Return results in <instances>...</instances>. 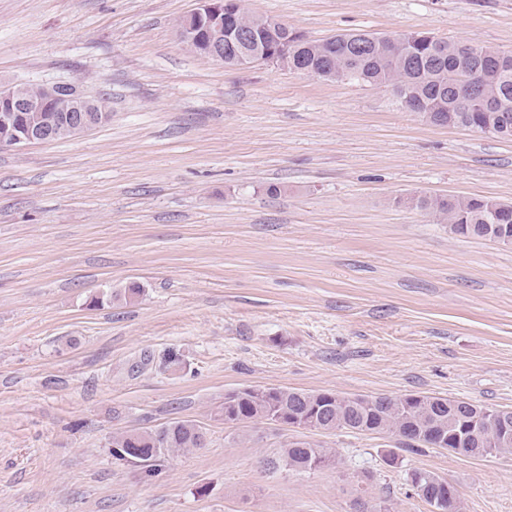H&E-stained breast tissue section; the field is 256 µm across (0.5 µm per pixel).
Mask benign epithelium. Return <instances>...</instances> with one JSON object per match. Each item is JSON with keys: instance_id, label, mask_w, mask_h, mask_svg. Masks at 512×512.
<instances>
[{"instance_id": "obj_1", "label": "benign epithelium", "mask_w": 512, "mask_h": 512, "mask_svg": "<svg viewBox=\"0 0 512 512\" xmlns=\"http://www.w3.org/2000/svg\"><path fill=\"white\" fill-rule=\"evenodd\" d=\"M226 4L227 0H198V6L181 18L180 43L224 61L225 30L237 26L236 17L226 13ZM109 116L73 84L66 90L43 84L34 96L27 84L0 81V126L9 132V139L0 143L3 147L22 148L85 134Z\"/></svg>"}]
</instances>
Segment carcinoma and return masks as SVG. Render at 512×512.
<instances>
[{
	"label": "carcinoma",
	"mask_w": 512,
	"mask_h": 512,
	"mask_svg": "<svg viewBox=\"0 0 512 512\" xmlns=\"http://www.w3.org/2000/svg\"><path fill=\"white\" fill-rule=\"evenodd\" d=\"M239 29L244 38L224 42V65L236 68L251 54L265 49L274 54L288 38V60L293 71L325 80H350L392 89L401 106L422 115L447 113V125L485 131L512 139V52L490 46L471 48L454 40L422 36L411 42L399 35L378 36L364 30L338 33L325 40H309L279 25L270 29L250 13L243 0H235ZM479 84L481 102L465 93ZM417 208L439 215L451 231L466 237L493 240L487 224L493 214L512 216V203L489 198L452 196L448 199L412 197ZM493 406L421 394L349 397L335 392H304L280 387H248L224 395V423L232 426L292 425L308 421L317 433L349 430L388 434L405 452L440 446L461 448L467 455L512 454V439L502 436ZM481 416L476 435L469 424ZM205 434L190 421H174L143 432L112 436V456L140 467H153L172 451L201 448ZM281 462L294 470H317L332 460L328 449L312 441L295 439L284 448ZM410 483L423 500L435 493L449 494L447 512H461L455 487H437L441 478L414 470Z\"/></svg>",
	"instance_id": "obj_1"
}]
</instances>
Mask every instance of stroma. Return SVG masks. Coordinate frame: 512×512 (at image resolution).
Segmentation results:
<instances>
[{
  "label": "stroma",
  "mask_w": 512,
  "mask_h": 512,
  "mask_svg": "<svg viewBox=\"0 0 512 512\" xmlns=\"http://www.w3.org/2000/svg\"><path fill=\"white\" fill-rule=\"evenodd\" d=\"M308 39L428 32L512 50V0H244ZM197 0H0V78L105 99L92 131L0 147V512H512V455L224 422L274 386L423 393L512 409V246L450 231L411 196L512 202V140L441 127L386 87L183 47ZM138 283L130 303L98 296ZM178 356L180 369L168 360ZM175 420L203 447L147 473L113 434ZM395 464H388L389 452ZM280 459L289 469L317 470L329 465L332 456L328 448L312 441L295 439L282 448ZM410 483L415 489L417 495L421 497L425 502H428L427 495H433L436 494L439 490L440 494L444 496V494H449V497L445 499V504L447 506V511L442 509L444 507V501L438 497L436 494L435 496H431L432 501V509L435 512H461L462 507V501L458 495L457 489L451 485L450 489L444 490L442 487H437V483L439 481H444V479L440 478L439 476L426 472L421 470H414L409 475ZM430 504V503H429Z\"/></svg>",
  "instance_id": "stroma-1"
}]
</instances>
